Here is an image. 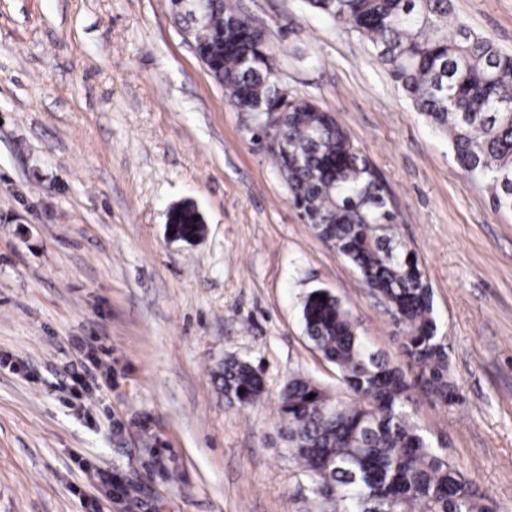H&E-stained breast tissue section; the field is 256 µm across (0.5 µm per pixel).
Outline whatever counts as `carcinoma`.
<instances>
[{"label": "carcinoma", "instance_id": "1", "mask_svg": "<svg viewBox=\"0 0 512 512\" xmlns=\"http://www.w3.org/2000/svg\"><path fill=\"white\" fill-rule=\"evenodd\" d=\"M334 24L369 43L421 115L448 136L453 160L512 210V55L454 15L453 0H307ZM196 55L236 108L265 111L279 100L281 144L269 149L290 198L320 240L357 270L399 329L406 368L371 351L339 298L314 289L302 305L304 331L336 367L332 394L309 378L285 386L279 435L312 483L318 512H495L441 452L410 411L413 393L456 401L448 346L417 253L395 232L392 194L334 116L288 98L272 75L276 52L240 20L228 0H170ZM193 206L168 214L172 238L190 242L204 226ZM215 378L225 401L248 407L264 392L261 371L226 357ZM314 398H309V395Z\"/></svg>", "mask_w": 512, "mask_h": 512}]
</instances>
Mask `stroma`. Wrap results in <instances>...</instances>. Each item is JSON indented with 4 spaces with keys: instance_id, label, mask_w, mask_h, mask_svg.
I'll use <instances>...</instances> for the list:
<instances>
[{
    "instance_id": "35a3bbf8",
    "label": "stroma",
    "mask_w": 512,
    "mask_h": 512,
    "mask_svg": "<svg viewBox=\"0 0 512 512\" xmlns=\"http://www.w3.org/2000/svg\"><path fill=\"white\" fill-rule=\"evenodd\" d=\"M231 2L277 48L289 96L332 113L389 187L461 396L415 398L413 418L512 512V213L356 32L306 0ZM454 13L512 54V0ZM184 203L205 225L191 244L165 231ZM315 288L401 365L392 320L299 219L169 0H0V512H309L277 430L288 381L338 385L303 330ZM91 344L100 374L73 405ZM227 356L262 372L250 407L214 381ZM115 473L125 497L108 495Z\"/></svg>"
}]
</instances>
